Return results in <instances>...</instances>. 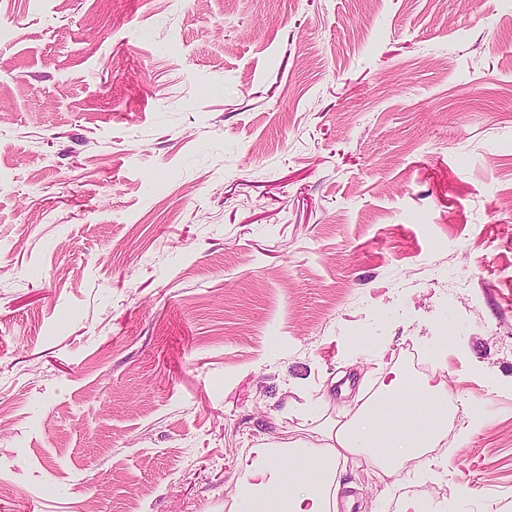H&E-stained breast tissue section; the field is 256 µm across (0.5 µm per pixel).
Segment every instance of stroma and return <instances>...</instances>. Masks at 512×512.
<instances>
[{"mask_svg":"<svg viewBox=\"0 0 512 512\" xmlns=\"http://www.w3.org/2000/svg\"><path fill=\"white\" fill-rule=\"evenodd\" d=\"M512 0H0V512H224L375 394L457 410L350 512L512 500Z\"/></svg>","mask_w":512,"mask_h":512,"instance_id":"obj_1","label":"stroma"}]
</instances>
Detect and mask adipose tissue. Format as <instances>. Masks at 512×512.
Instances as JSON below:
<instances>
[{
	"mask_svg": "<svg viewBox=\"0 0 512 512\" xmlns=\"http://www.w3.org/2000/svg\"><path fill=\"white\" fill-rule=\"evenodd\" d=\"M448 398L444 383L391 368L376 398L315 440L263 444L241 457L229 512H338L340 465L351 456L371 464L379 479L412 461L427 467V450L447 436Z\"/></svg>",
	"mask_w": 512,
	"mask_h": 512,
	"instance_id": "adipose-tissue-1",
	"label": "adipose tissue"
}]
</instances>
